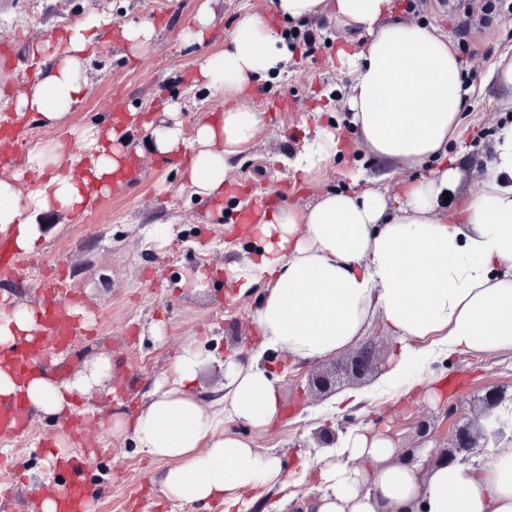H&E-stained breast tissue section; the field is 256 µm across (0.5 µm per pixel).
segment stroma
I'll return each mask as SVG.
<instances>
[{
    "instance_id": "stroma-1",
    "label": "stroma",
    "mask_w": 512,
    "mask_h": 512,
    "mask_svg": "<svg viewBox=\"0 0 512 512\" xmlns=\"http://www.w3.org/2000/svg\"><path fill=\"white\" fill-rule=\"evenodd\" d=\"M209 2L215 22L207 42L184 36L202 2ZM459 0H421L415 12L396 4L395 19L419 22L445 35L454 33V5ZM477 23L467 40L456 42L460 73L468 94L456 155L459 178L450 191V206L460 205L478 192L494 135L501 124L512 122V88L491 76L495 62L512 55V10L505 4L489 7L488 0H460ZM267 16L269 0H0V41L18 43L14 65L0 64V117L13 115V101L30 86L29 72L43 71L44 56L34 54L37 44L52 39L75 19L97 13L112 19L113 29L150 23L154 37L141 55L129 54L118 41L102 36L83 68L86 93L59 126L38 122L31 125L38 139V153H47L64 130L102 125L116 112H138L150 120L163 116L166 103L179 106L186 133L211 112L224 108L223 91L198 83V63L223 50L244 13ZM327 44L318 45L309 56L292 53L286 65L270 81L259 84L258 94L246 103L261 112L263 123L252 146L237 159L224 189L225 216H218L209 199L193 196L183 186L182 166H160L143 129L132 132V142L141 150L138 158L145 174L142 182L123 193L99 198L81 217L49 213L44 217L48 237L29 263L10 272L0 271V297L11 304L40 305V281L56 265H63L72 291L98 337L79 341L71 350H48L52 363H65V379L82 377L86 369L109 362L81 400L87 412V435L83 443L72 440L68 418L50 420L30 415L25 437L0 435V448L13 472L0 475V488H11L25 512H41L39 493L29 485L37 479L45 488H58L66 471L54 467L50 449L79 451L81 445L96 452L84 479L92 491V512H221L217 505L175 506L161 492L166 461L149 458L128 433L112 431L116 420L132 417L136 405L147 400L156 380L166 374L176 354L196 344L211 356H225L224 339L249 336L258 295H245L229 288L226 266L254 256L259 240L236 231L232 214L244 207L248 197L268 193L280 204L307 206L323 193L350 186L349 175L361 171L378 180L389 194L422 175L419 167L384 164L359 139L348 133L349 148L312 176L289 170L286 160L298 150L306 133L345 115L349 75L336 69V52L358 48L366 33L339 28L333 15H326ZM168 225L167 239L155 237V229ZM277 381L281 414L269 427L255 430L224 417L225 433L248 439L259 452L282 457L292 476L288 486L265 487L247 512H303L314 506L319 490L313 477L302 476L301 460L311 459L312 433L323 421L338 425L353 420L355 426L389 436L395 446L409 444L416 421L434 424L437 444H446L455 426L472 420L478 396L485 386L512 388V353L490 355L440 354L424 357L418 374L441 387L440 399L425 393L394 397L379 385L377 376L355 380L340 376L337 392L362 390L366 399L348 412L331 411L330 396L308 392L314 363L295 361L287 353L270 350ZM454 408L444 416L445 405Z\"/></svg>"
}]
</instances>
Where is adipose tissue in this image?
<instances>
[{"mask_svg": "<svg viewBox=\"0 0 512 512\" xmlns=\"http://www.w3.org/2000/svg\"><path fill=\"white\" fill-rule=\"evenodd\" d=\"M269 4L285 22H306L330 11L341 28L366 31L362 49L337 53L338 72L353 77L345 126L379 160L410 167L435 161L439 167L409 182L399 197L370 186L326 194L305 208L285 205L264 212L251 230L261 249L254 259L230 267L241 291L265 288L251 316L257 352L247 360L230 356L216 362L187 345L134 418L116 422V430L129 431L144 453L168 461L161 481L168 501L219 500L226 512L259 488L282 482L283 462L220 433L216 415L195 393L204 366L215 365L223 375L222 401L234 417L261 430L280 410L276 381L259 364L269 349L299 362L318 361L351 346L378 320L399 343L381 382L408 392L424 384L411 375L424 342L451 353L512 351V124L495 136L477 195L447 211L441 197L458 176L448 161V145L460 128L466 96L448 37L422 23L391 19L392 0ZM111 24L110 17L98 14L73 21L57 42V63L17 97V117L33 113L41 123L54 124L72 112L85 94L84 60ZM281 41L262 17L246 14L229 46L200 62L199 80L223 91L229 106L199 121L194 138H186L170 105L161 122L142 124L132 113L124 132L106 137L97 127L82 131L95 181L61 174L75 157L60 145L50 156L33 157L38 177L30 191H23L19 177L0 178V233L15 250L35 251L44 234L40 216L79 211L92 193L102 192V175L118 170L129 155L128 131L137 124L158 154L190 153L185 181L194 195L222 196L237 158L262 124L261 113L242 100L285 60ZM341 147L340 127H317L288 167L311 174ZM40 328L34 307L1 313L0 347L14 346ZM85 393L82 379L24 381L0 367V399L22 398L46 415L66 413ZM394 453L389 437L351 430L337 456L317 463L322 487L317 512H400L412 504L422 512H512V442L485 449L478 469L457 462L426 470L407 467L392 463ZM361 460L374 462V469L358 468Z\"/></svg>", "mask_w": 512, "mask_h": 512, "instance_id": "obj_1", "label": "adipose tissue"}]
</instances>
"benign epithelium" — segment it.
Masks as SVG:
<instances>
[{
  "instance_id": "7a95c632",
  "label": "benign epithelium",
  "mask_w": 512,
  "mask_h": 512,
  "mask_svg": "<svg viewBox=\"0 0 512 512\" xmlns=\"http://www.w3.org/2000/svg\"><path fill=\"white\" fill-rule=\"evenodd\" d=\"M376 341L371 340L360 350L351 361L349 370L353 376H361L378 369L379 361L375 357ZM337 369L320 371L311 374L310 385L320 394L329 392L336 384ZM512 403V394L495 386L484 387V394L480 398V420L474 423L459 425L453 431L449 444L436 446L428 456V462L452 463L456 460L464 461L477 448H487L491 444L501 442L509 430L508 420L496 413V409L505 402ZM433 438L431 423L419 420L414 424L413 443L402 451L396 452L394 461L411 465L418 461L419 450Z\"/></svg>"
}]
</instances>
